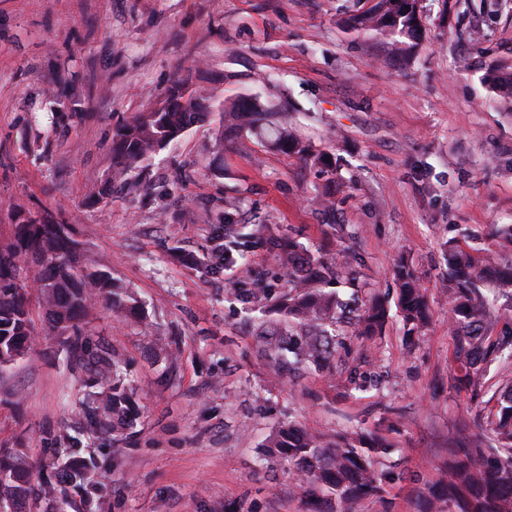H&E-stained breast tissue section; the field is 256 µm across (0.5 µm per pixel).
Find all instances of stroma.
Returning a JSON list of instances; mask_svg holds the SVG:
<instances>
[{
    "mask_svg": "<svg viewBox=\"0 0 512 512\" xmlns=\"http://www.w3.org/2000/svg\"><path fill=\"white\" fill-rule=\"evenodd\" d=\"M369 0H0V249L21 204L65 225L79 264L143 303L150 331L95 305L84 330L124 359L140 417L123 435L90 431L87 394L108 380L66 366L33 306L34 341L0 372V448L28 452L33 482L57 481L72 456L90 461L76 512H306L304 493L262 456L291 422L325 434L384 435L403 475L356 512H422L427 483L465 437L494 445L496 393L512 360L457 390L448 331V239L495 248L512 224V108L484 82L512 67V0H420L423 50L389 59L379 39L345 29ZM207 73L213 107L271 95L288 122L338 158L336 209L313 204L327 176L248 134L197 124L145 163L150 193L92 204L112 177V137L175 81ZM224 145V169L209 165ZM235 202L246 267L209 275L206 213ZM319 250L352 274L336 289L352 310L379 295L396 306L404 261L426 289L430 323L409 338L398 316L370 342L346 337L333 374L275 375L257 339L266 315L243 303L247 280L288 284L279 245ZM176 342L175 360L154 356ZM371 377L353 389L350 372Z\"/></svg>",
    "mask_w": 512,
    "mask_h": 512,
    "instance_id": "stroma-1",
    "label": "stroma"
}]
</instances>
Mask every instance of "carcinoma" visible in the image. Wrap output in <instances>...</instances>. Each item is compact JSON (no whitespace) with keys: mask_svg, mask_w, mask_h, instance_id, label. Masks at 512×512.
Returning a JSON list of instances; mask_svg holds the SVG:
<instances>
[{"mask_svg":"<svg viewBox=\"0 0 512 512\" xmlns=\"http://www.w3.org/2000/svg\"><path fill=\"white\" fill-rule=\"evenodd\" d=\"M347 27L383 39L390 47L391 58L403 62L414 56L424 35L422 22L409 11L405 0H371L366 10L349 19ZM485 80L501 100L512 101V71L505 73L500 65L493 64ZM207 81L209 77L203 74L198 85L174 84L159 103L118 129L112 140V179L127 193L148 192L151 185L133 173L189 127L210 118V91L203 86ZM268 115L258 93L224 102L221 113L227 126L249 133L261 146L294 155L324 173H336V157L314 149L312 142L292 127L267 120ZM312 201L323 210L334 209L332 182L317 188ZM14 212L18 218L14 241L0 251V361L22 356L33 341L28 289L16 283L20 263L33 256L37 268L32 283L46 310L48 329L65 336L73 361L112 371L107 391L91 394L84 402L87 424L114 432L133 428L139 413L120 361L103 342L82 332L78 321L94 302H102L113 314L126 318L139 311L138 299L103 271L75 264L62 225L41 220L20 207ZM213 232L216 247L206 269L218 274L225 264L236 261L235 253L245 243L238 240L228 211L213 224ZM495 236L496 251L459 239L448 241V330L455 340L458 363L454 380L464 388L478 383L488 361L502 355L512 357V331L493 335L498 322L496 298L483 291L487 283L512 285V265L501 263V255L512 253V225L497 228ZM280 265L292 277L289 291L277 294L260 282L240 289L246 301L272 302L278 315L262 328L261 346L274 362L329 372L336 346L341 344L340 324L345 312L337 293L321 284L346 276V268L294 246L282 250ZM394 276L400 318L407 335L413 337L429 321V299L407 264L397 266ZM388 318L385 303L372 300L355 316V336L363 341L373 339L382 333ZM490 426L504 454L489 460L481 448L469 442L449 448L448 463L426 488L431 496L427 512L442 500L448 502V512H512V386L499 390L497 412ZM262 448L264 455L277 459L296 476L304 488L308 512H353L357 502L381 495L393 480L394 471L387 465L392 446L372 432L329 436L288 424L272 432ZM27 468L24 449L0 448V494L13 501L14 512H25L34 493L26 477ZM87 470L86 465L68 461L62 467L60 484L40 485L39 493L55 503L54 512L74 508L64 485L84 487Z\"/></svg>","mask_w":512,"mask_h":512,"instance_id":"1","label":"carcinoma"}]
</instances>
